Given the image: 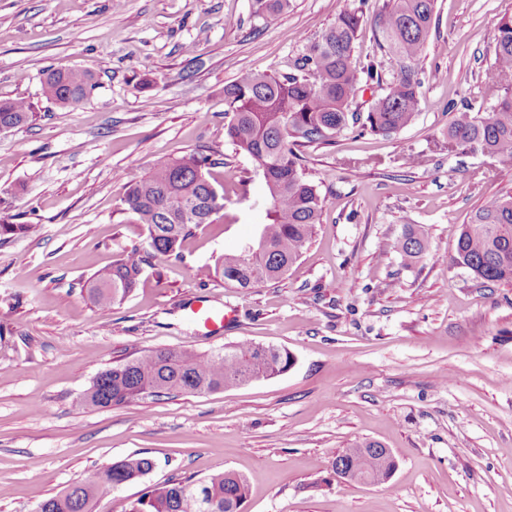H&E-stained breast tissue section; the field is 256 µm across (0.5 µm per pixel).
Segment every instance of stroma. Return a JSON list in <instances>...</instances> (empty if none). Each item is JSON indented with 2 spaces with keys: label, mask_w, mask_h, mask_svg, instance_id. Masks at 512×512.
Wrapping results in <instances>:
<instances>
[{
  "label": "stroma",
  "mask_w": 512,
  "mask_h": 512,
  "mask_svg": "<svg viewBox=\"0 0 512 512\" xmlns=\"http://www.w3.org/2000/svg\"><path fill=\"white\" fill-rule=\"evenodd\" d=\"M386 5L292 0L263 24L250 0H0V97L35 114L0 131V219L36 227L0 235V512H37L75 477L135 453L154 469L100 494L93 512H126L156 485L224 469L247 482L243 512H512V284L454 263L451 233L512 194V169L443 146L452 107L493 110L487 79L512 0H436L408 127H351L299 148L329 204L282 278L241 290L195 275L266 221L262 177L225 136V85L287 72L358 6L354 59L392 69L376 32ZM57 66L94 71L84 109L42 97ZM187 153L218 159L211 176L229 204L179 255L153 258L123 303L96 307L86 281L146 238L124 211L125 172ZM409 230L428 243L412 263L394 248ZM198 298L234 308V324L206 334L189 317ZM240 340L295 363L226 390L81 403L112 366ZM364 440L390 449L387 482L336 477L337 455Z\"/></svg>",
  "instance_id": "obj_1"
}]
</instances>
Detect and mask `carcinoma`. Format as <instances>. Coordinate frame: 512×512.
I'll return each instance as SVG.
<instances>
[{
	"label": "carcinoma",
	"instance_id": "1",
	"mask_svg": "<svg viewBox=\"0 0 512 512\" xmlns=\"http://www.w3.org/2000/svg\"><path fill=\"white\" fill-rule=\"evenodd\" d=\"M436 0H389L378 29L396 70L386 76L381 64L360 67L353 59L363 12L345 11L297 57L288 72L271 75L247 71L224 86L232 112L225 135L235 149L262 172L267 222L254 248L226 253L208 276L224 284L251 289L281 278L312 240L329 200L303 172L296 145L323 143L349 126L362 134L389 135L410 125L419 105L418 64L425 47ZM290 0H252L251 15L265 22L288 9ZM498 91L493 111L484 116L464 106L452 113L446 136L453 149L481 151L512 167V17L498 27L490 73ZM96 88L94 73L74 67L51 68L41 80L42 96L71 110L81 109ZM33 112L23 98L0 99V130L21 127ZM209 157L186 154L161 160L144 175L126 179L125 211L146 229L145 244L135 246L111 266L94 273L85 290L99 308L124 301L141 281L150 258L178 254L183 241L214 221L225 207L224 191L211 180ZM453 261L489 282L512 283V195L477 209L465 224L452 228ZM425 238L401 235L396 251L416 261L427 251ZM294 364L285 349L235 342L224 350H160L99 374L81 403L96 408L120 406L144 391L204 393L269 379ZM347 471L371 484L386 482L390 463L376 441H362L336 456ZM154 467L140 454L112 463L92 477H78L63 493L38 506L37 512H92L104 480L117 488ZM245 479L219 471L201 481L186 479L155 487L133 501L126 512H241Z\"/></svg>",
	"mask_w": 512,
	"mask_h": 512
}]
</instances>
